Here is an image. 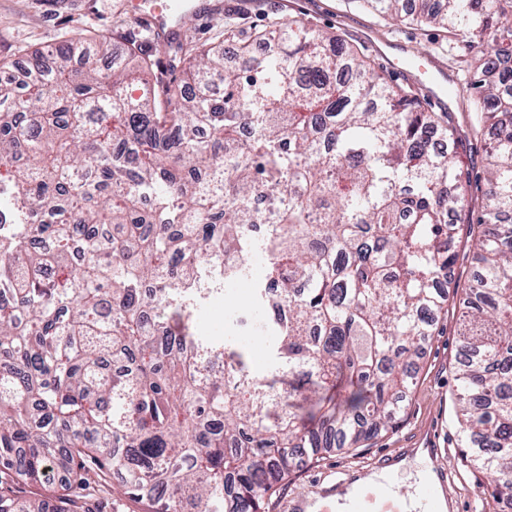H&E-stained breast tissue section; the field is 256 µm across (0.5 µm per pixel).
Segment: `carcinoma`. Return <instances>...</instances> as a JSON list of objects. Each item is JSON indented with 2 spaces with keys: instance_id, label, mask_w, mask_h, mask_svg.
I'll return each instance as SVG.
<instances>
[{
  "instance_id": "1",
  "label": "carcinoma",
  "mask_w": 512,
  "mask_h": 512,
  "mask_svg": "<svg viewBox=\"0 0 512 512\" xmlns=\"http://www.w3.org/2000/svg\"><path fill=\"white\" fill-rule=\"evenodd\" d=\"M367 2L448 33L468 72L454 94L473 135L494 136L483 173L453 113L294 16L188 47L179 85L134 53L76 67L71 43L30 55L24 87L0 83V512L51 470L66 475L55 512H91L116 474L150 512H269L298 458L397 424L444 290L463 296L461 445L512 510V67L483 79L512 60V0ZM229 44L244 69L225 67ZM259 181L272 203L257 247ZM257 250L262 377L197 322Z\"/></svg>"
}]
</instances>
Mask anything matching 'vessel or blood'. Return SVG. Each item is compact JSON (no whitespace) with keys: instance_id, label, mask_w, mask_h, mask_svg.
I'll return each mask as SVG.
<instances>
[{"instance_id":"1","label":"vessel or blood","mask_w":512,"mask_h":512,"mask_svg":"<svg viewBox=\"0 0 512 512\" xmlns=\"http://www.w3.org/2000/svg\"><path fill=\"white\" fill-rule=\"evenodd\" d=\"M136 11L145 18L153 33L166 37L179 31L187 16L197 14L198 0H176L173 7L162 10L151 6L150 0H135ZM424 90L432 102L442 101L448 95V83L441 67H434L424 82ZM377 477L371 483L354 485L352 479H342L335 489H323L317 495L300 503L301 512H438V488L450 477L448 469L436 468V477L419 481L413 495L396 490L394 472L388 463L377 462Z\"/></svg>"}]
</instances>
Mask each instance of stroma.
I'll list each match as a JSON object with an SVG mask.
<instances>
[{
    "instance_id": "1",
    "label": "stroma",
    "mask_w": 512,
    "mask_h": 512,
    "mask_svg": "<svg viewBox=\"0 0 512 512\" xmlns=\"http://www.w3.org/2000/svg\"><path fill=\"white\" fill-rule=\"evenodd\" d=\"M213 13L186 19L182 42L194 45L217 43L224 38L225 21L248 31L288 15L342 35L371 59L380 54L395 56L400 44L425 53L446 42L442 29L394 24L363 0H207ZM128 0H0V61L8 68L0 80L17 82L16 66L35 50L46 51L60 41L72 40L84 49L85 35L98 34L110 44L108 55L98 64L108 68L112 59L138 47L149 56L155 72L177 84L184 65L166 52L156 50V41L145 23L132 16ZM458 348L455 311L442 316L424 344L422 369L405 397L406 409L393 429L371 439L363 447L337 452L317 464H300L273 498L269 512H287L298 499L309 497L344 471L361 474L378 456L388 454L403 460L398 489L412 493L424 467L417 451L437 449L438 463L449 466L457 477L447 484L449 512H493L492 488L487 479L475 478L466 465L465 449L458 445L459 430L451 400L454 358Z\"/></svg>"
}]
</instances>
